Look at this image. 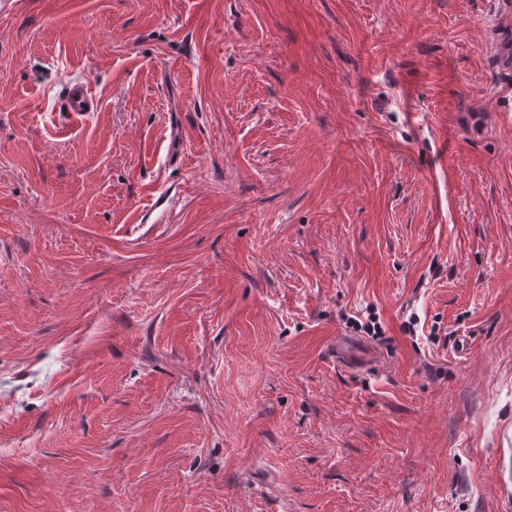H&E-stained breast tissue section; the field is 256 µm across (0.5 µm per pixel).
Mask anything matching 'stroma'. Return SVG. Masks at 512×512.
Segmentation results:
<instances>
[{
	"label": "stroma",
	"mask_w": 512,
	"mask_h": 512,
	"mask_svg": "<svg viewBox=\"0 0 512 512\" xmlns=\"http://www.w3.org/2000/svg\"><path fill=\"white\" fill-rule=\"evenodd\" d=\"M509 32L0 7V512H512ZM64 112L75 121L86 118L95 112L99 101L91 91L88 83L77 82L65 88L62 101Z\"/></svg>",
	"instance_id": "stroma-1"
}]
</instances>
